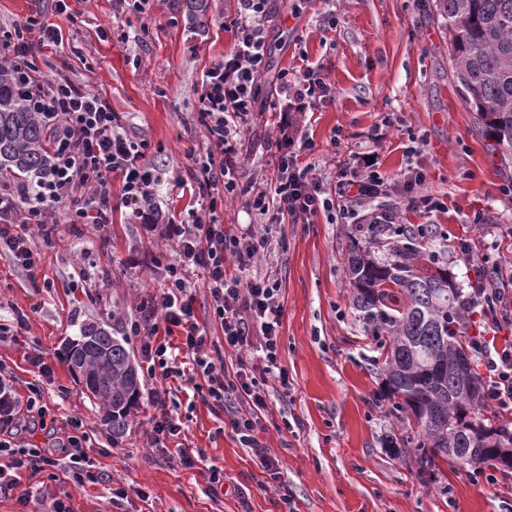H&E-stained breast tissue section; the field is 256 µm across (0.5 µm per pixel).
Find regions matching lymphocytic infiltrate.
<instances>
[{
  "label": "lymphocytic infiltrate",
  "instance_id": "lymphocytic-infiltrate-1",
  "mask_svg": "<svg viewBox=\"0 0 512 512\" xmlns=\"http://www.w3.org/2000/svg\"><path fill=\"white\" fill-rule=\"evenodd\" d=\"M270 20V0H238L235 44L204 72L196 89L197 119L207 131V143L189 158L197 194L205 204L187 219L166 222V240L174 257L165 266V286L141 302L140 316L131 321L129 333L139 341L148 376L165 380L174 370L158 333L163 327L180 328L182 346L205 383L207 402L223 410L225 427L251 450L262 471L273 476L280 470V461L258 440L260 414L267 407L265 392L246 360L241 358L231 373L209 355L207 333L195 320L188 293L191 275L197 271L204 275L213 314L224 330L225 348L242 354L254 335H262L267 366L272 369L281 317L279 285L266 278L240 276L270 252V225L287 220L304 224L320 212L329 223L343 224L352 214V200L370 201L390 194L423 214L445 209L446 202L443 196L423 189L424 178L419 174L403 181L373 168L362 171L346 166L330 177L315 165H299V155L314 150L313 143L305 139L299 146L279 148L273 157L275 180L246 200L255 229L240 235L228 233L217 210L237 195L233 173L242 136L254 114L255 88L265 66V27ZM61 42V33L37 17L15 24L0 36V50L20 59L19 81L34 111L53 132L48 170L30 184L0 185V245L17 268L31 274L38 269L41 256L27 236L14 232V225L32 224L43 236H50L49 215L56 207L64 210L71 224L111 223L110 178L115 174L122 178L124 207L135 217L148 219L156 215L159 192L169 182L166 170L150 161L148 142L129 135L119 113L67 76L43 74L33 60L36 46ZM279 91L289 102L324 104L330 100L321 79L307 69L280 75ZM469 347L485 364L488 399L498 409L511 411L512 346L493 358L482 338H470ZM41 399L39 388H31L29 396L22 398L0 377V456L7 458L0 463V494H15L22 503L27 500L21 487L26 471L34 475L60 468L79 484L104 478L103 473L85 469L86 457L77 437H68L56 455L42 448L12 447L10 439L18 434L24 413Z\"/></svg>",
  "mask_w": 512,
  "mask_h": 512
}]
</instances>
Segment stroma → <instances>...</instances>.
I'll use <instances>...</instances> for the list:
<instances>
[{
  "instance_id": "1",
  "label": "stroma",
  "mask_w": 512,
  "mask_h": 512,
  "mask_svg": "<svg viewBox=\"0 0 512 512\" xmlns=\"http://www.w3.org/2000/svg\"><path fill=\"white\" fill-rule=\"evenodd\" d=\"M433 0H274L267 26L268 70L256 92L255 120L247 131L236 176L243 192L265 188L273 173L276 142L312 140L305 155L324 173L348 164L375 162L382 174L419 172L428 191L445 196L446 210L424 215L402 200L375 199L358 207L356 224H331L324 214L305 224L272 227L273 250L253 267L280 285L282 315L277 365L287 384L266 375L267 409L259 440L280 460L278 479L262 474L250 449L224 426L222 412L194 395L190 382L140 377L139 397L126 433L113 438L103 412L71 373L64 354L83 323L121 336L138 318L142 299L164 285L162 265L170 249L160 226L130 216L121 183L111 186L112 222L60 224L50 240L28 233L41 254L35 277L13 266L0 251V374L20 396L39 387L45 428L15 437L16 445L47 448L71 435L81 420L87 460L108 473L99 483L75 485L48 470L23 485L28 506L0 495V512H41L51 500L69 512H512V469L460 470L438 461L419 474L412 454L390 457L387 447L403 426L383 398V376L372 337L349 306L344 268L357 224L376 211H393L397 223L433 225L432 244L456 282L470 287L480 264L457 250L470 242L512 262V164L488 149L476 112L463 102L449 60L448 29L431 8ZM0 0V28L41 15L62 33L64 49L36 53L43 71L68 75L127 118L131 131L150 145V159L174 184L159 201L164 217L195 208V184L187 158L200 148L205 129L196 117L195 90L203 72L233 46L237 0H211L204 23L189 16L185 0H166L138 13L122 0ZM309 66L326 83L332 101L281 116L280 71ZM483 214L486 233L473 222ZM191 294L207 350L236 363L224 348L200 279ZM51 366L42 376L33 361ZM182 420L177 437L156 439L152 392ZM202 459L187 469L175 448ZM224 475L211 489L210 468Z\"/></svg>"
}]
</instances>
